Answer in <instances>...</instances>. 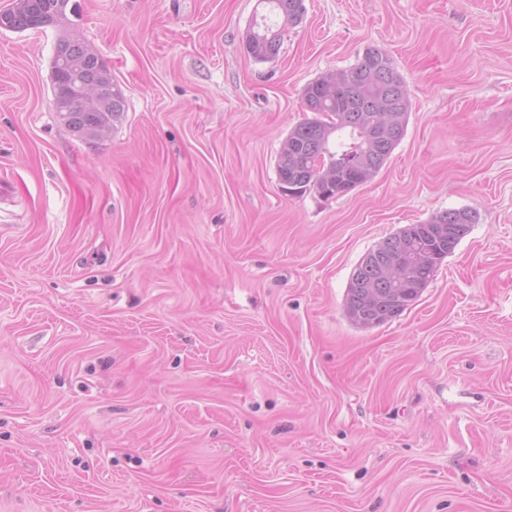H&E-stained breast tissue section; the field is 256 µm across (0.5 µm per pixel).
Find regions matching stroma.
<instances>
[{
  "label": "stroma",
  "instance_id": "1",
  "mask_svg": "<svg viewBox=\"0 0 512 512\" xmlns=\"http://www.w3.org/2000/svg\"><path fill=\"white\" fill-rule=\"evenodd\" d=\"M121 87L57 119L61 35L0 28V512H512V0H70ZM384 49L406 133L346 195L282 194L302 91ZM477 222L381 326L345 309L405 225ZM269 3L271 11L282 18V26H296L301 23L304 13V0H265ZM248 35L251 39L245 44V49L255 60H267L278 54L279 30H273L266 16H261L260 21L255 20L254 27ZM112 87H96L78 80L70 84V95L97 98L112 93V99L95 108L76 105L69 112H56L59 122L82 139L94 140L103 137L112 129L114 121L120 119L123 112L122 90L118 83L112 82Z\"/></svg>",
  "mask_w": 512,
  "mask_h": 512
}]
</instances>
